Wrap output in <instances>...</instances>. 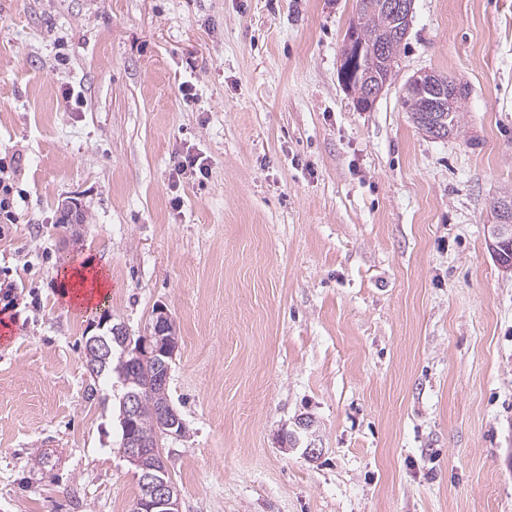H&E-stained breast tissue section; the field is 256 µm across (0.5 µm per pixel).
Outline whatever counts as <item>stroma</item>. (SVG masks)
Instances as JSON below:
<instances>
[{
    "label": "stroma",
    "instance_id": "1",
    "mask_svg": "<svg viewBox=\"0 0 512 512\" xmlns=\"http://www.w3.org/2000/svg\"><path fill=\"white\" fill-rule=\"evenodd\" d=\"M356 9L0 0L17 214L0 240L17 285L0 300V512H133L118 400L90 392L84 345L105 313L144 335L160 305L180 336L185 431L160 450L182 512H512V273L486 243L512 188V0H414L367 112L338 77ZM422 70L467 86L463 137H428L404 108ZM189 152L203 182L176 179ZM89 260L109 273L93 312L62 296ZM305 416L313 459L282 443ZM190 175L197 177L198 174L205 178L209 174V164L207 158L200 155L187 154L184 159L178 164L176 169V176Z\"/></svg>",
    "mask_w": 512,
    "mask_h": 512
}]
</instances>
